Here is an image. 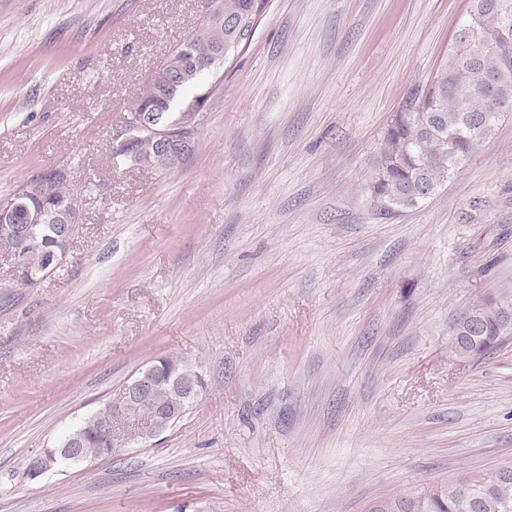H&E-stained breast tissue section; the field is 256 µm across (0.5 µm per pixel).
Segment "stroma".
<instances>
[{"label":"stroma","mask_w":512,"mask_h":512,"mask_svg":"<svg viewBox=\"0 0 512 512\" xmlns=\"http://www.w3.org/2000/svg\"><path fill=\"white\" fill-rule=\"evenodd\" d=\"M469 5L269 0L160 171L111 167L112 130L213 0H0V206L57 167L82 197L37 287L0 255V512H381L512 470V338L451 346L512 298V111L418 206L362 191ZM169 355L206 381L178 423L25 479ZM512 334V300L488 299L463 312L455 321L452 336L470 356H481ZM468 336H473L468 337Z\"/></svg>","instance_id":"obj_1"}]
</instances>
